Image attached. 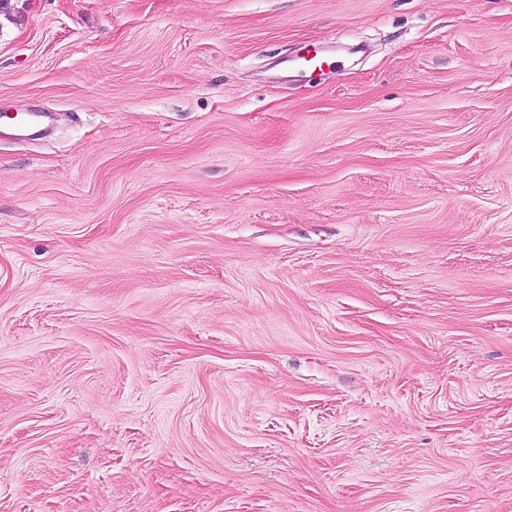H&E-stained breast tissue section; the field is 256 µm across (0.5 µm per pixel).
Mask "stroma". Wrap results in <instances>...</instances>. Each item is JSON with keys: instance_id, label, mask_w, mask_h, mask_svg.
Here are the masks:
<instances>
[{"instance_id": "stroma-1", "label": "stroma", "mask_w": 512, "mask_h": 512, "mask_svg": "<svg viewBox=\"0 0 512 512\" xmlns=\"http://www.w3.org/2000/svg\"><path fill=\"white\" fill-rule=\"evenodd\" d=\"M1 112L0 512H512V0H11Z\"/></svg>"}]
</instances>
